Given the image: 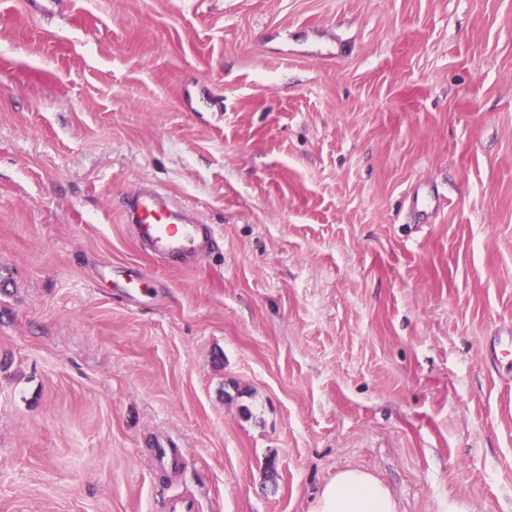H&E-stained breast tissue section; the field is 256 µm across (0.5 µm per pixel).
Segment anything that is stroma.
I'll return each instance as SVG.
<instances>
[{"label": "stroma", "instance_id": "35a3bbf8", "mask_svg": "<svg viewBox=\"0 0 512 512\" xmlns=\"http://www.w3.org/2000/svg\"><path fill=\"white\" fill-rule=\"evenodd\" d=\"M509 326L512 0H0V512H512ZM125 214L147 252L175 266H185L190 253H206L214 239L211 225L198 223L170 195L151 185L140 186L127 198ZM309 512H399L389 487L377 475L358 468L338 471L320 488Z\"/></svg>", "mask_w": 512, "mask_h": 512}]
</instances>
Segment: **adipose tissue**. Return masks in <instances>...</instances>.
Listing matches in <instances>:
<instances>
[{
	"label": "adipose tissue",
	"mask_w": 512,
	"mask_h": 512,
	"mask_svg": "<svg viewBox=\"0 0 512 512\" xmlns=\"http://www.w3.org/2000/svg\"><path fill=\"white\" fill-rule=\"evenodd\" d=\"M309 512H398V504L380 477L346 468L321 486Z\"/></svg>",
	"instance_id": "obj_1"
}]
</instances>
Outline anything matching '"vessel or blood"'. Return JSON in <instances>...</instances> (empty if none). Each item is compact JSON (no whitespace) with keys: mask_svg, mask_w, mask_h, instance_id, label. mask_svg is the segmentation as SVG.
Segmentation results:
<instances>
[{"mask_svg":"<svg viewBox=\"0 0 512 512\" xmlns=\"http://www.w3.org/2000/svg\"><path fill=\"white\" fill-rule=\"evenodd\" d=\"M125 214L147 252L175 266L183 265L188 254L206 253L215 234L211 225L198 223L170 195L151 185L127 198Z\"/></svg>","mask_w":512,"mask_h":512,"instance_id":"vessel-or-blood-1","label":"vessel or blood"}]
</instances>
